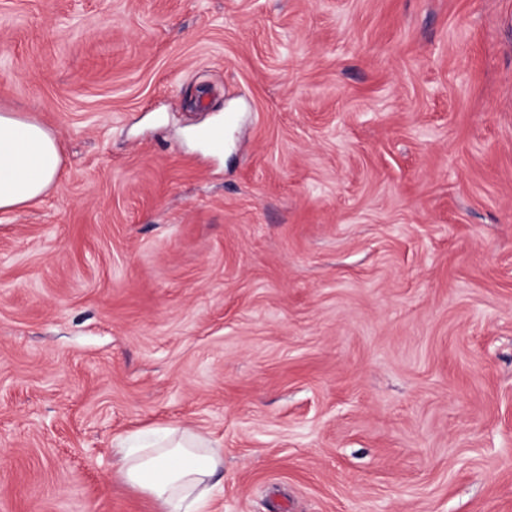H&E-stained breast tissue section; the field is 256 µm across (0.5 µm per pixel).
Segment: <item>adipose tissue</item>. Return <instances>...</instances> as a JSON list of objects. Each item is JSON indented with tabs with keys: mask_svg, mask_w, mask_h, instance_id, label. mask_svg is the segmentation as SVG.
I'll use <instances>...</instances> for the list:
<instances>
[{
	"mask_svg": "<svg viewBox=\"0 0 512 512\" xmlns=\"http://www.w3.org/2000/svg\"><path fill=\"white\" fill-rule=\"evenodd\" d=\"M62 164L57 136L38 121L0 113V212L43 196ZM119 480L150 497L155 512H202L211 480L224 465L212 440L192 428L168 427L122 438Z\"/></svg>",
	"mask_w": 512,
	"mask_h": 512,
	"instance_id": "ef3b65f1",
	"label": "adipose tissue"
}]
</instances>
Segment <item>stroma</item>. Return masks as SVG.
<instances>
[{
    "mask_svg": "<svg viewBox=\"0 0 512 512\" xmlns=\"http://www.w3.org/2000/svg\"><path fill=\"white\" fill-rule=\"evenodd\" d=\"M0 512H512V0H0ZM211 151L202 129L223 126ZM62 164L57 136L38 121L0 113V212L43 196ZM202 431L168 427L117 441L119 480L150 497L156 512H202L211 480L224 467Z\"/></svg>",
    "mask_w": 512,
    "mask_h": 512,
    "instance_id": "obj_1",
    "label": "stroma"
}]
</instances>
